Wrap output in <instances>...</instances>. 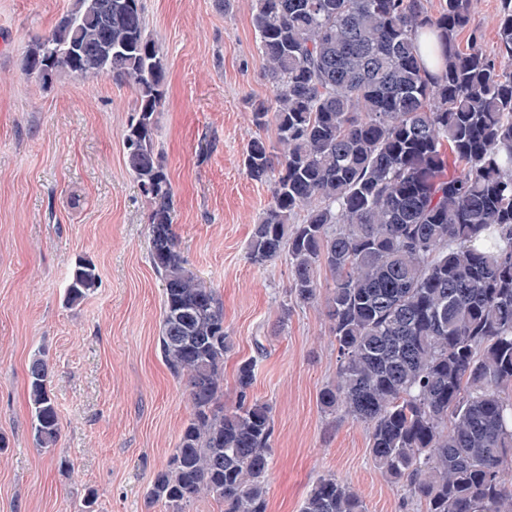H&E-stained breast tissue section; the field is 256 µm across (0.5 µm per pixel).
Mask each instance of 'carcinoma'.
<instances>
[{"instance_id": "cac0c4a2", "label": "carcinoma", "mask_w": 512, "mask_h": 512, "mask_svg": "<svg viewBox=\"0 0 512 512\" xmlns=\"http://www.w3.org/2000/svg\"><path fill=\"white\" fill-rule=\"evenodd\" d=\"M473 0H254L252 25L274 102L251 104L259 130L248 176L272 182L254 225L256 266L285 257L297 304L321 306L339 364L322 406L364 423L378 468L421 512H512V0H501L494 56L471 24ZM438 43L430 74L419 37ZM48 83L108 76L136 106L125 163L150 206L149 252L164 287L159 348L186 379L192 413L148 497L186 512L204 493L224 512H266L273 420L253 398L256 360L240 363L224 408V309L182 256L173 192L155 150L165 58L142 0H74L27 49ZM461 170L446 173L445 154ZM332 286L321 291V273ZM98 286L84 260L67 302ZM33 436L60 427L46 360L28 371ZM300 512H366L333 475Z\"/></svg>"}]
</instances>
